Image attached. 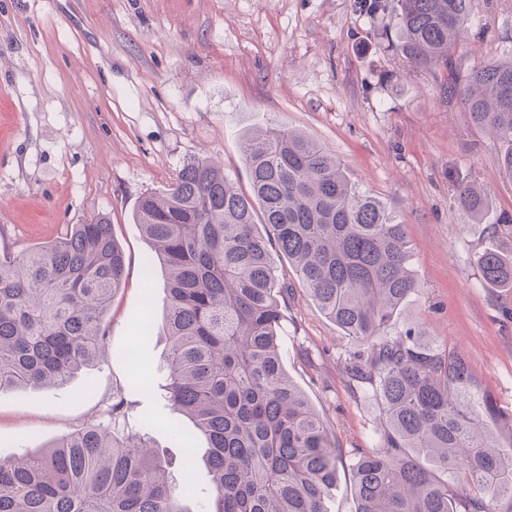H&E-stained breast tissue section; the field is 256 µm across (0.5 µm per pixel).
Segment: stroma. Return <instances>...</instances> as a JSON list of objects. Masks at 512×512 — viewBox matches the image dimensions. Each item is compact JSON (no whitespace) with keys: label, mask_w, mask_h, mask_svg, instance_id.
I'll return each instance as SVG.
<instances>
[{"label":"stroma","mask_w":512,"mask_h":512,"mask_svg":"<svg viewBox=\"0 0 512 512\" xmlns=\"http://www.w3.org/2000/svg\"><path fill=\"white\" fill-rule=\"evenodd\" d=\"M354 0H0V246L22 250L106 216L125 255L124 285L106 316L108 354L67 386L0 394V454L18 455L98 422L135 368L163 380L165 277H145L151 248L133 213L207 157L240 190L250 174L245 131H300L340 159L360 187L406 224L421 284L397 324L417 321L466 361L472 407L493 403L498 443H512V294L481 281L476 256L512 236V180L502 146L444 97L442 73L387 51ZM512 56V0H474L448 67L457 80ZM491 199L482 223L455 203L458 179ZM292 290L279 352L323 417L344 467L329 512H356L350 463L380 440L382 414L346 365L356 348L317 308L286 257ZM129 426L171 461L174 431L192 423L160 396L130 393Z\"/></svg>","instance_id":"1"}]
</instances>
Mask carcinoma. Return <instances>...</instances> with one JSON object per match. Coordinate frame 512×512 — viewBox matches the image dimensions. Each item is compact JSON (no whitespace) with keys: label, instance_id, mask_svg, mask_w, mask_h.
<instances>
[{"label":"carcinoma","instance_id":"1","mask_svg":"<svg viewBox=\"0 0 512 512\" xmlns=\"http://www.w3.org/2000/svg\"><path fill=\"white\" fill-rule=\"evenodd\" d=\"M377 31L414 67L448 68L468 30L473 0H357ZM459 95L476 128L502 144L512 178V59L473 70L443 93ZM250 191L221 165L184 162L167 188L142 196L135 221L167 271L165 398L208 443L210 489L197 512H327L342 450L285 373L281 302L271 246L287 257L320 312L358 343L347 365L382 404L381 443L356 450V512H512V445L494 442L473 411L469 370L416 322L392 319L421 285L406 225L362 189L336 156L288 128L243 136ZM474 221L487 192L456 186ZM264 231H258V226ZM484 284L512 291V240L477 257ZM125 258L112 224L98 217L65 237L0 250V393L53 389L89 370L108 344L106 315L122 287ZM125 388L109 420L64 434L20 458L0 455V512H192L198 448L178 436L182 483L147 433L125 431Z\"/></svg>","mask_w":512,"mask_h":512}]
</instances>
